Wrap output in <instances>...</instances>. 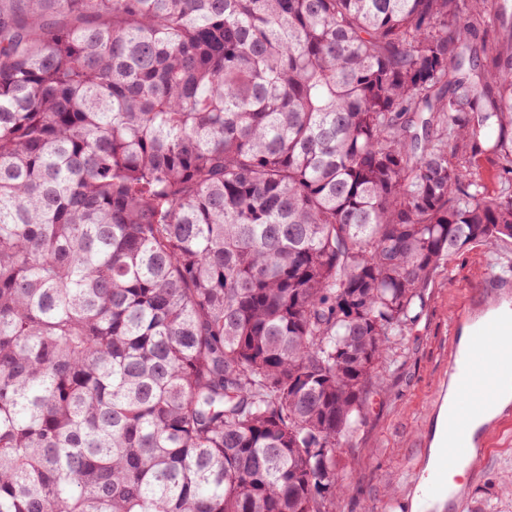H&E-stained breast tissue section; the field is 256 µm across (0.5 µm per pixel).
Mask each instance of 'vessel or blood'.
Instances as JSON below:
<instances>
[{
	"instance_id": "vessel-or-blood-1",
	"label": "vessel or blood",
	"mask_w": 512,
	"mask_h": 512,
	"mask_svg": "<svg viewBox=\"0 0 512 512\" xmlns=\"http://www.w3.org/2000/svg\"><path fill=\"white\" fill-rule=\"evenodd\" d=\"M494 304L471 300L464 303L448 324L451 347L448 351V373L435 395V405H442L446 395L456 403L448 418L444 437L436 447H425L424 457L431 463L427 481L420 488L422 512H437L441 497H448V462L471 458L480 461L490 453L487 429L512 419V401L497 408L488 426L470 429L472 415L492 407L498 388L512 389V364L500 363L497 338L512 330V315L502 318L494 313ZM472 326L469 340H461L465 326Z\"/></svg>"
}]
</instances>
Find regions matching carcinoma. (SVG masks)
Returning <instances> with one entry per match:
<instances>
[{"label":"carcinoma","instance_id":"cac0c4a2","mask_svg":"<svg viewBox=\"0 0 512 512\" xmlns=\"http://www.w3.org/2000/svg\"><path fill=\"white\" fill-rule=\"evenodd\" d=\"M508 128L500 0L0 12V512H331ZM473 169L483 183L486 191L496 193L500 186V161L492 154H482L475 158Z\"/></svg>","mask_w":512,"mask_h":512}]
</instances>
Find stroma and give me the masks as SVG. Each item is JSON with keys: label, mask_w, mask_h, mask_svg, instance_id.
I'll return each instance as SVG.
<instances>
[{"label": "stroma", "mask_w": 512, "mask_h": 512, "mask_svg": "<svg viewBox=\"0 0 512 512\" xmlns=\"http://www.w3.org/2000/svg\"><path fill=\"white\" fill-rule=\"evenodd\" d=\"M512 278V239L477 242L433 273L424 302L394 340L380 371L383 387L369 397V413L350 447L337 449L345 487L334 512H408L411 484L424 470L422 449L435 414L433 394L448 366V322L459 305L486 297L487 272ZM490 457L461 479L462 512H512V424L494 431Z\"/></svg>", "instance_id": "1"}]
</instances>
